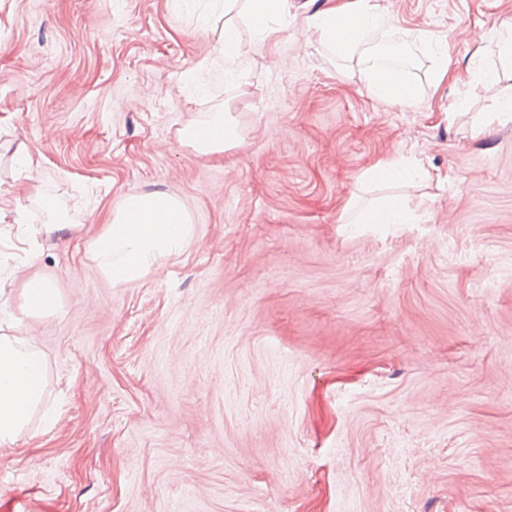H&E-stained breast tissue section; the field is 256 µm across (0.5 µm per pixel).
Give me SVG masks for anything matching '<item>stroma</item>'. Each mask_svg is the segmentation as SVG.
I'll return each instance as SVG.
<instances>
[{
	"label": "stroma",
	"mask_w": 512,
	"mask_h": 512,
	"mask_svg": "<svg viewBox=\"0 0 512 512\" xmlns=\"http://www.w3.org/2000/svg\"><path fill=\"white\" fill-rule=\"evenodd\" d=\"M221 2L0 0V280L14 314L30 276L60 296L23 328L55 416L0 447V512H512V0H378L410 105L308 27L325 0L266 38L235 7L229 63ZM211 112L239 143L203 155ZM389 163L425 176L364 180ZM154 190L190 245L96 276L91 238ZM43 196L78 231L38 234ZM389 196L413 223H357ZM216 48L225 61L235 59L236 52L238 51V32L233 25L224 22Z\"/></svg>",
	"instance_id": "35a3bbf8"
}]
</instances>
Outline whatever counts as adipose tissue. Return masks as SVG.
<instances>
[{"instance_id": "adipose-tissue-1", "label": "adipose tissue", "mask_w": 512, "mask_h": 512, "mask_svg": "<svg viewBox=\"0 0 512 512\" xmlns=\"http://www.w3.org/2000/svg\"><path fill=\"white\" fill-rule=\"evenodd\" d=\"M388 20L371 0H339L308 19L336 55L359 57L358 79L374 98L400 103L416 100L418 90L400 70L381 66L378 53L367 47L371 32ZM237 139L223 113L184 134L204 154L224 152ZM191 224L182 204L155 190L127 196L103 229L89 241L95 274L125 284L157 269L171 254L191 242ZM21 314L35 317L56 311L59 293L45 277H32L22 288ZM45 358L28 338L0 332V447L14 444L44 403Z\"/></svg>"}]
</instances>
